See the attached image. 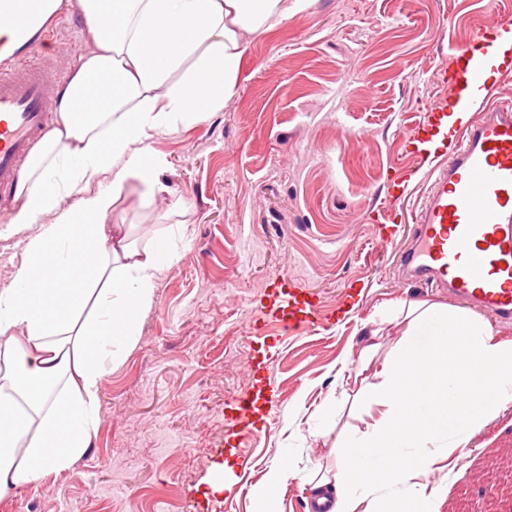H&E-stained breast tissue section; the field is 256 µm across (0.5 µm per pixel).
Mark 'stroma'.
Wrapping results in <instances>:
<instances>
[{
	"instance_id": "obj_1",
	"label": "stroma",
	"mask_w": 512,
	"mask_h": 512,
	"mask_svg": "<svg viewBox=\"0 0 512 512\" xmlns=\"http://www.w3.org/2000/svg\"><path fill=\"white\" fill-rule=\"evenodd\" d=\"M512 0H311L247 37L235 94L195 126L154 136L162 190L128 179L114 219L147 241L173 224L179 254L140 315V336L98 392L99 425L71 471L34 489L0 491V512H252L253 493L283 448L304 471L335 463L339 425L361 427L356 359L382 301L444 300V288L393 277L430 166L403 138L425 103L449 43H468ZM78 15L62 13L20 53L47 86L60 60L88 48ZM412 187L401 207L395 174ZM394 232V244L381 235ZM27 231L0 222V289L27 264ZM318 300L323 324L291 336L277 321L284 280ZM257 395L246 437L227 429L236 396ZM461 460L438 512H507L512 469L494 489L482 475L512 446V425L484 434ZM246 467L232 492H211L223 464Z\"/></svg>"
}]
</instances>
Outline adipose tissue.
I'll return each instance as SVG.
<instances>
[{
	"label": "adipose tissue",
	"mask_w": 512,
	"mask_h": 512,
	"mask_svg": "<svg viewBox=\"0 0 512 512\" xmlns=\"http://www.w3.org/2000/svg\"><path fill=\"white\" fill-rule=\"evenodd\" d=\"M63 11L88 44L53 100L55 126L30 155L9 221L38 225L30 264L0 290V490L72 470L91 445L97 394L140 334L139 314L176 256L136 247L112 207L129 177L159 188L152 138L221 111L236 92L245 36L298 13L297 0H0V61ZM111 182L91 190L103 173ZM49 223H41L43 215ZM46 279L34 280V266ZM350 379L365 432H341L336 470L309 477L328 512H437L446 476L512 414V337L479 313L424 298L383 302ZM89 319H81L83 309Z\"/></svg>",
	"instance_id": "obj_1"
}]
</instances>
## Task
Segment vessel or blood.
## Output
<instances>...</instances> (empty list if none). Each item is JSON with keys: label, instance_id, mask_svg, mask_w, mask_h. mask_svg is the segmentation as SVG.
Segmentation results:
<instances>
[{"label": "vessel or blood", "instance_id": "vessel-or-blood-1", "mask_svg": "<svg viewBox=\"0 0 512 512\" xmlns=\"http://www.w3.org/2000/svg\"><path fill=\"white\" fill-rule=\"evenodd\" d=\"M511 16H488L464 45H449L438 71L446 98L430 101L404 139L409 156L438 133L450 96L467 92L479 115L458 132L434 164L431 185L413 217L410 243L401 252L398 277L447 289L486 317L512 322V103L489 100L486 67L496 56L494 34ZM50 107L40 69L18 63L0 70V189H15L21 163L44 136ZM279 321L301 335L320 324L314 300L288 283Z\"/></svg>", "mask_w": 512, "mask_h": 512}]
</instances>
